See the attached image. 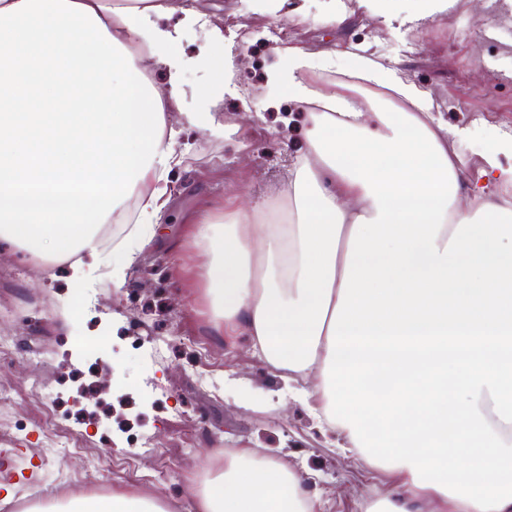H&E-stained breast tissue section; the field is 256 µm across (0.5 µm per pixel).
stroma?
I'll use <instances>...</instances> for the list:
<instances>
[{
  "label": "stroma",
  "mask_w": 512,
  "mask_h": 512,
  "mask_svg": "<svg viewBox=\"0 0 512 512\" xmlns=\"http://www.w3.org/2000/svg\"><path fill=\"white\" fill-rule=\"evenodd\" d=\"M196 7L222 28L233 56L237 92L225 96L218 117L239 130L216 142L203 130L189 134L194 149L170 175L178 189L172 208L133 264L104 269L94 288L96 312L71 314L69 270L47 269L0 240V336L10 341L0 360V384L10 390L0 402V474L14 485L10 497L0 496V512L115 493L151 494L167 512H198L192 488L223 466L225 449L248 441L279 449L325 512H360L363 500L393 488L387 472L361 469L338 452L336 435L289 397L279 370L254 357L246 337L230 346L214 335L200 291L182 278L208 261L184 238L189 215L214 210L230 196L237 208L252 209L288 180L289 149L277 131L289 104L257 91L279 58L254 34L276 22V14L260 0H196ZM288 7V43L325 74L320 89L340 90L348 78L357 105L386 108L385 97L351 77L346 50L365 49L431 95L436 121L448 127L449 149L467 161L465 176L480 163L489 133L512 134V0H454L447 13L414 24L405 21L413 0H397L388 17L360 0H288ZM333 11L344 24L329 21ZM101 321L111 326L115 392L148 385L163 394L155 407L112 405L113 422L130 420L156 439L157 457H142L136 441L108 439L93 420L76 423L70 355L78 339L94 338ZM135 336L169 345L148 362L132 344ZM34 375L59 392L58 403L32 391Z\"/></svg>",
  "instance_id": "stroma-1"
}]
</instances>
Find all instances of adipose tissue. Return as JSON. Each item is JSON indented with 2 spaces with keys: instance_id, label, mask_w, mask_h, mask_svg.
I'll return each mask as SVG.
<instances>
[{
  "instance_id": "ef3b65f1",
  "label": "adipose tissue",
  "mask_w": 512,
  "mask_h": 512,
  "mask_svg": "<svg viewBox=\"0 0 512 512\" xmlns=\"http://www.w3.org/2000/svg\"><path fill=\"white\" fill-rule=\"evenodd\" d=\"M168 0H0V237L32 255L72 259L73 285L110 265L98 227L129 200L140 222L120 247L133 261L169 207L181 121L228 138L224 35L200 56L210 79L181 109L188 64L177 47L206 25ZM268 89L292 104L307 141L288 162L292 219L250 224L232 212L188 217L209 257L213 329L248 336L265 363L337 434L362 468L391 473L363 512H512V135L487 140L469 207L463 159L426 91L351 55L353 76L390 91L393 111L361 112L306 75L310 56L277 47ZM163 73L157 84L146 67ZM385 376V390L373 388ZM198 512H324L288 465L239 447L194 491ZM34 512H165L116 494Z\"/></svg>"
}]
</instances>
